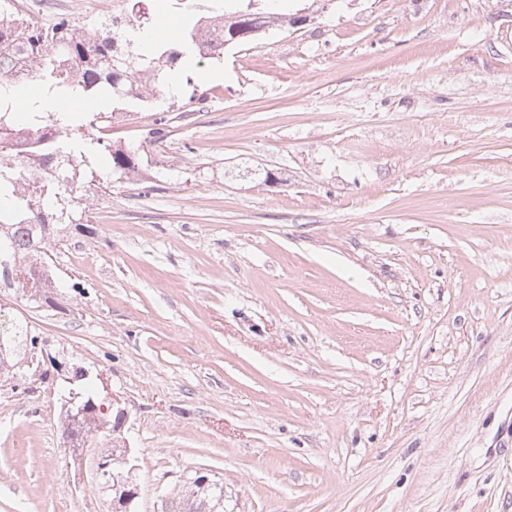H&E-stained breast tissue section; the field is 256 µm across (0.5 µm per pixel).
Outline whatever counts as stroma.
Instances as JSON below:
<instances>
[{"label": "stroma", "instance_id": "1", "mask_svg": "<svg viewBox=\"0 0 512 512\" xmlns=\"http://www.w3.org/2000/svg\"><path fill=\"white\" fill-rule=\"evenodd\" d=\"M173 81L94 104L167 137L133 178L91 154L56 307L0 290L121 399L138 512L199 471L224 512H512V0H326ZM68 389L0 376V512H110Z\"/></svg>", "mask_w": 512, "mask_h": 512}]
</instances>
